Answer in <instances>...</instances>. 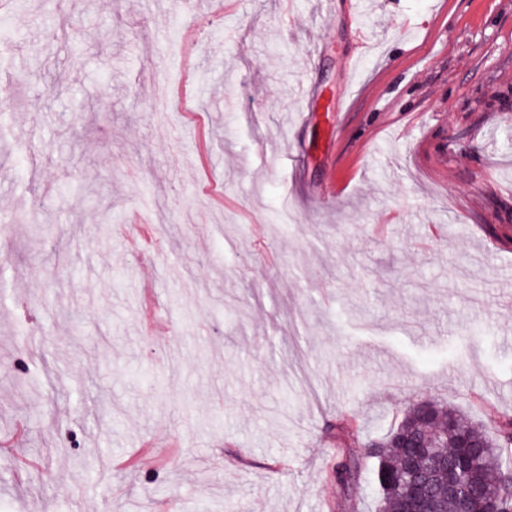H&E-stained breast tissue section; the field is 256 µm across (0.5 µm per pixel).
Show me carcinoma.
Segmentation results:
<instances>
[{"instance_id":"carcinoma-1","label":"carcinoma","mask_w":512,"mask_h":512,"mask_svg":"<svg viewBox=\"0 0 512 512\" xmlns=\"http://www.w3.org/2000/svg\"><path fill=\"white\" fill-rule=\"evenodd\" d=\"M463 440L474 444L463 456L472 472L473 493L479 498L494 497L502 512H512V418L488 427L429 400L409 405L394 427L380 439L366 440L358 454L339 456L328 480L347 486L371 462L381 491L380 512H397L400 499L410 492L418 475L428 477L439 512H459L458 502L448 498L444 489L445 461ZM409 456L412 472L404 465Z\"/></svg>"}]
</instances>
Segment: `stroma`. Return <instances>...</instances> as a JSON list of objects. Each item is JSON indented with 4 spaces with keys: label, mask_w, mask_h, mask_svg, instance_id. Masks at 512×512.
I'll return each mask as SVG.
<instances>
[{
    "label": "stroma",
    "mask_w": 512,
    "mask_h": 512,
    "mask_svg": "<svg viewBox=\"0 0 512 512\" xmlns=\"http://www.w3.org/2000/svg\"><path fill=\"white\" fill-rule=\"evenodd\" d=\"M40 7L0 9V512H378L338 453L512 416V0Z\"/></svg>",
    "instance_id": "obj_1"
}]
</instances>
